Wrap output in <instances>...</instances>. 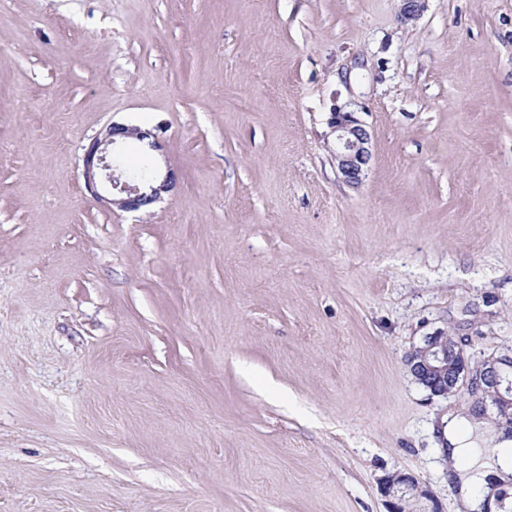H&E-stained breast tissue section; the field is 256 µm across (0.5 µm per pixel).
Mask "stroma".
<instances>
[{
  "label": "stroma",
  "mask_w": 512,
  "mask_h": 512,
  "mask_svg": "<svg viewBox=\"0 0 512 512\" xmlns=\"http://www.w3.org/2000/svg\"><path fill=\"white\" fill-rule=\"evenodd\" d=\"M0 0V512H458L422 336L512 355V0ZM371 135L343 181L328 120ZM177 187H85L108 124ZM129 140L142 144L143 156L149 165L146 177L135 179L126 171L136 174L142 166L141 159L127 161L122 158L121 146ZM161 150L162 144L154 129L113 122L93 137L85 149L83 175L86 188L99 202L112 209L133 212L155 203L176 186L174 172L168 169L163 174L151 159L152 152ZM99 188L109 194H101ZM383 494L391 498L389 512H403L401 503L406 498H424L432 503L428 512H438L431 491L418 477L402 472H395L385 477L381 485Z\"/></svg>",
  "instance_id": "1"
}]
</instances>
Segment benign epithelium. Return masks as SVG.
Returning <instances> with one entry per match:
<instances>
[{"label": "benign epithelium", "instance_id": "obj_1", "mask_svg": "<svg viewBox=\"0 0 512 512\" xmlns=\"http://www.w3.org/2000/svg\"><path fill=\"white\" fill-rule=\"evenodd\" d=\"M423 8V0H401L400 19H415ZM329 125L335 133L334 159L345 182H361L370 162V134L354 113L333 110ZM129 140L142 144L149 173L140 179L131 177L122 162L124 145ZM162 150L156 132L139 126L112 123L92 138L85 149L83 175L86 188L105 206L122 211H138L169 194L176 186L172 170L161 172L151 153ZM406 365L416 383L424 386L429 397H446L450 392L465 391L485 404L495 401L512 416V394L503 395L500 384L512 375V356L489 357L478 364H469L465 343L448 350V336L435 331L424 336L421 345L414 347ZM383 494L391 498L389 512H403L401 503L408 498L433 500L431 491L418 477L395 472L385 477Z\"/></svg>", "mask_w": 512, "mask_h": 512}]
</instances>
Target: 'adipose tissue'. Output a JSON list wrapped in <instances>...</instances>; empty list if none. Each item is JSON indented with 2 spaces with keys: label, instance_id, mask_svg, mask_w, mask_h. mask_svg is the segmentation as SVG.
<instances>
[{
  "label": "adipose tissue",
  "instance_id": "adipose-tissue-1",
  "mask_svg": "<svg viewBox=\"0 0 512 512\" xmlns=\"http://www.w3.org/2000/svg\"><path fill=\"white\" fill-rule=\"evenodd\" d=\"M485 426L472 412L452 411L442 430L448 442V473L467 512H494L495 499L485 493L489 481L512 474V443L487 439Z\"/></svg>",
  "mask_w": 512,
  "mask_h": 512
}]
</instances>
